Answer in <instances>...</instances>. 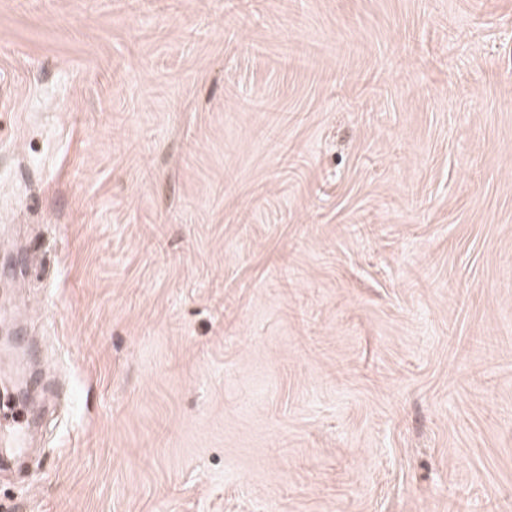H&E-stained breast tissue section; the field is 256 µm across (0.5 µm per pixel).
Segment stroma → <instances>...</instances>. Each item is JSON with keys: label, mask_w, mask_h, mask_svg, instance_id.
Segmentation results:
<instances>
[{"label": "stroma", "mask_w": 512, "mask_h": 512, "mask_svg": "<svg viewBox=\"0 0 512 512\" xmlns=\"http://www.w3.org/2000/svg\"><path fill=\"white\" fill-rule=\"evenodd\" d=\"M0 78V512H512V0H0Z\"/></svg>", "instance_id": "35a3bbf8"}]
</instances>
